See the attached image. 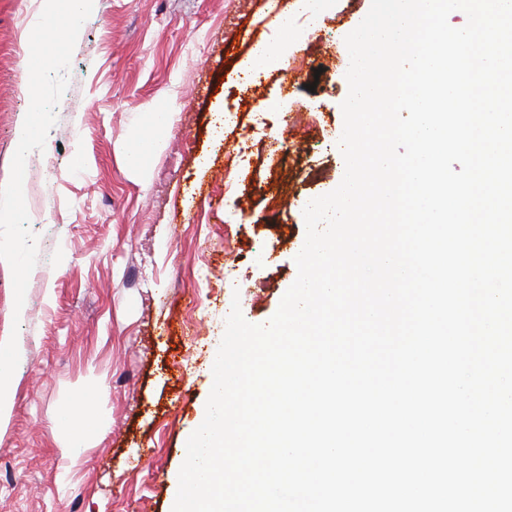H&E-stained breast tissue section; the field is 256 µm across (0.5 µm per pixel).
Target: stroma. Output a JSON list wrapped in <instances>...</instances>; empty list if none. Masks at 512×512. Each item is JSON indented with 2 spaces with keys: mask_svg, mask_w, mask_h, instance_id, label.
Segmentation results:
<instances>
[{
  "mask_svg": "<svg viewBox=\"0 0 512 512\" xmlns=\"http://www.w3.org/2000/svg\"><path fill=\"white\" fill-rule=\"evenodd\" d=\"M291 3L96 0L43 153L57 177L24 176L40 247L21 320L0 263V339L17 333L20 353L0 512H167L229 308L273 316L298 274L306 204L344 176L341 35L371 0H330L288 34L276 16ZM38 8L0 0V181L29 106ZM260 42L281 56L246 76ZM151 112L171 115L156 145ZM137 147L142 176L126 164ZM67 416L105 426L76 454Z\"/></svg>",
  "mask_w": 512,
  "mask_h": 512,
  "instance_id": "obj_1",
  "label": "stroma"
}]
</instances>
